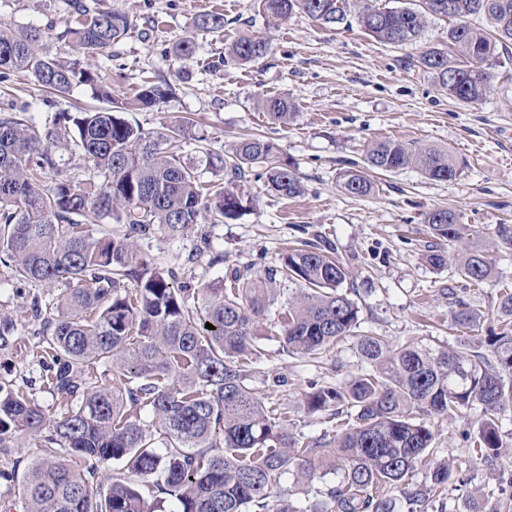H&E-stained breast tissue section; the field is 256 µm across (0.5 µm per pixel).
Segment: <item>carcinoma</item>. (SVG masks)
I'll return each mask as SVG.
<instances>
[{"instance_id":"cac0c4a2","label":"carcinoma","mask_w":512,"mask_h":512,"mask_svg":"<svg viewBox=\"0 0 512 512\" xmlns=\"http://www.w3.org/2000/svg\"><path fill=\"white\" fill-rule=\"evenodd\" d=\"M262 13L286 20L297 11L325 25L341 24L347 0H258ZM75 25L64 31L84 53L101 54L127 37L128 16L84 0H70ZM449 18L446 41L407 61L459 103L482 101L491 89L489 63H512V0H419L403 6L357 13L366 34L388 45L422 37L427 16ZM483 16L485 28L470 18ZM196 31L224 30V14L194 17ZM49 35L40 27L13 29L0 23V81L17 73L32 76L57 96L77 85L92 88L107 107L61 112L55 128L40 131L18 112L0 111V265L30 285L67 283L54 315L31 309L38 326V360L43 386L64 402L49 416L13 381L0 378V455L9 457L17 440L34 437L42 456L24 469L17 496L22 512H427L430 494H444L456 476L446 461L432 464L424 481L413 482L419 463L433 452L435 420L479 410L472 454L499 480L503 446L499 416L512 408V291L496 305L498 331L477 346L450 349L436 341L392 344L386 336L357 337L365 367L341 387L313 386L304 394L310 413L328 411L336 436L300 441L290 430L288 408L264 404L248 384L249 367L259 356L260 324L269 308L270 285L301 284L278 312L279 350L313 361L351 336L359 315L343 292V262L316 244L282 257L265 277L231 274L230 285L197 287L178 280L175 270L148 259L144 247L161 234L185 235L202 212L237 216L240 197L230 185L262 171L270 190L288 197L304 191L299 177L271 138H247L229 155L213 156L225 186L203 185L196 170L162 147L184 134L146 132L120 113L134 105L153 108L172 93L167 82L147 81L128 103L112 96L96 74L56 62L47 51ZM193 37L172 51L192 60ZM272 40L238 37L225 59L248 64L267 57ZM269 119L284 126L297 108L287 96L261 101ZM77 133L69 140V127ZM74 143L82 160L102 177L83 182L59 168L45 147ZM466 161L437 146L384 139L374 143L364 164L339 172L347 193H373L372 174L409 166L425 178L448 182ZM55 172L46 187L42 176ZM121 225L100 234L92 219ZM434 236L448 245L467 243L468 225L453 208L437 207L424 217ZM496 247L512 251V226L496 228ZM435 269L448 252L435 246L423 254ZM495 259L466 248L459 275L473 286L494 272ZM201 301L196 306L194 300ZM475 310L455 302V330H472ZM210 323L214 329L205 328ZM16 320L0 317V355L16 347ZM112 371V385H100L98 368ZM119 471L108 475L109 463ZM135 475L152 493L148 501ZM321 483L309 506L294 503L283 485ZM397 489L398 502L385 488Z\"/></svg>"}]
</instances>
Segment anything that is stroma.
Segmentation results:
<instances>
[{
	"label": "stroma",
	"instance_id": "obj_1",
	"mask_svg": "<svg viewBox=\"0 0 512 512\" xmlns=\"http://www.w3.org/2000/svg\"><path fill=\"white\" fill-rule=\"evenodd\" d=\"M131 19L129 36L109 52L86 55L60 37L73 26L67 0H0V21L15 27L47 29L49 51L60 63L98 75L114 96L129 99L143 81L164 80L174 89L158 107L129 112L131 122L160 132L186 118L185 137L168 142V151L220 183L222 171L209 164L239 140L273 138L292 163L305 192L291 198L273 193L264 180L250 176L235 185L244 210L239 218L214 223L203 214L194 230L181 238L156 236L148 254L198 284H214L233 270L255 277L281 265L289 249L309 241L332 252L349 272L344 288L359 307L357 335L375 334L392 343L436 340L456 346L458 333L449 312L462 300L481 314L479 335L496 327L501 289H512V253L495 255V274L480 286L461 280L454 265L434 269L421 259L436 239L423 219L437 207H452L470 227L469 246L486 249L496 225H512V66L494 69L492 91L480 103L463 106L437 90L431 79L407 68L427 46L443 41L450 22L429 18L422 39L383 45L365 34L355 19L336 26L314 22L298 12L269 21L256 0H97ZM206 11L223 13L222 32H194L193 18ZM243 34L271 37L274 50L248 65L223 64L224 49ZM194 36L195 59L181 61L171 47ZM285 95L297 110L287 126L272 124L262 112L261 97ZM34 78L16 75L0 82V109L22 106L29 123L51 126L55 113L93 107L97 101L85 85L77 86L55 106ZM395 138L434 144L466 158L459 176L448 182L426 179L413 167L378 174L373 194L357 197L339 186L338 174L349 163L363 162L368 147ZM204 247L207 257L188 264L187 255ZM56 287L18 286L0 267V317L18 320L20 340L12 354L0 356V375L16 384L31 382L32 392L49 413L60 409L37 373L40 348L31 336L33 319L23 308L32 298L49 302ZM277 307H270L261 327V355L252 363L248 383L266 404L287 406L290 428L300 440L331 435L335 422L327 413H307L301 398L310 384L336 386L360 370L355 337L339 343L319 362L279 351ZM477 421L454 418L436 428L438 459L453 461L459 473L446 497H431L428 512H502L512 500V486L491 491L480 468L470 460L466 433Z\"/></svg>",
	"mask_w": 512,
	"mask_h": 512
}]
</instances>
